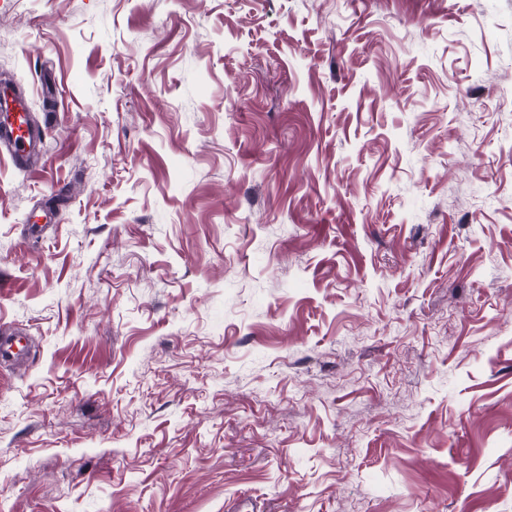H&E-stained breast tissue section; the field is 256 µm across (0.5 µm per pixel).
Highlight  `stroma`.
Instances as JSON below:
<instances>
[{"label": "stroma", "mask_w": 512, "mask_h": 512, "mask_svg": "<svg viewBox=\"0 0 512 512\" xmlns=\"http://www.w3.org/2000/svg\"><path fill=\"white\" fill-rule=\"evenodd\" d=\"M0 512H512V0H0ZM1 95H4L7 103H15V112L13 122L0 128V152L6 155L12 161L14 166L20 167L27 161L36 145V135L28 123V114L24 107L15 97H10L2 89Z\"/></svg>", "instance_id": "stroma-1"}]
</instances>
